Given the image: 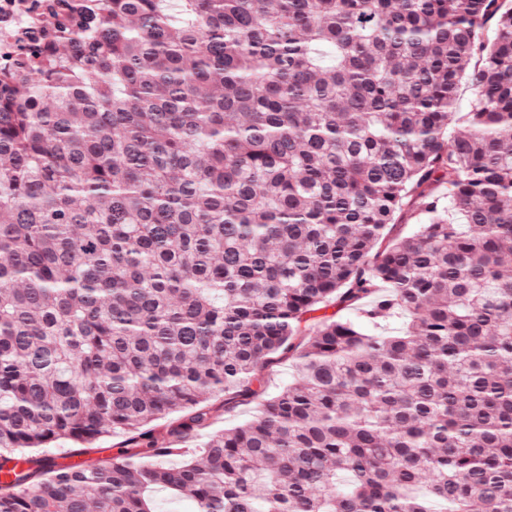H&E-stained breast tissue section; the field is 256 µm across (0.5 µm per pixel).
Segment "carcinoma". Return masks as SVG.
<instances>
[{"label": "carcinoma", "mask_w": 512, "mask_h": 512, "mask_svg": "<svg viewBox=\"0 0 512 512\" xmlns=\"http://www.w3.org/2000/svg\"><path fill=\"white\" fill-rule=\"evenodd\" d=\"M45 10L0 73V512H512V4ZM475 96V87L470 72L462 79L458 89V114L455 121L448 127V138L451 139L465 130L464 115L469 112L471 102ZM394 226L390 230V237H402L412 233L419 224L426 222V215L420 202L412 198L409 205L394 215ZM362 305L346 307L340 311V315L344 318H348L361 325L369 333L375 335H387L392 331L400 328L404 322V318L400 314H395L388 320L381 322L379 325H369L362 321L360 316ZM295 365V356L292 354L288 355V353L273 360L264 369L265 392L262 398L245 402L234 409H224L221 407L224 397L216 396L212 398L211 403L216 408L218 414V419L213 429L231 428L248 420L259 409L262 400L275 396L288 385V382L294 376Z\"/></svg>", "instance_id": "obj_1"}]
</instances>
